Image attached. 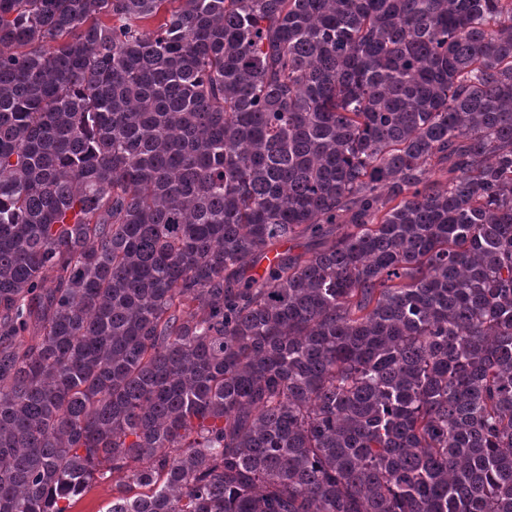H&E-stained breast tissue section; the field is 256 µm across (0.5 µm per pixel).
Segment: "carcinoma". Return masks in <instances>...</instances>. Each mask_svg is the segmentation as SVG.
I'll return each mask as SVG.
<instances>
[{
    "instance_id": "carcinoma-1",
    "label": "carcinoma",
    "mask_w": 512,
    "mask_h": 512,
    "mask_svg": "<svg viewBox=\"0 0 512 512\" xmlns=\"http://www.w3.org/2000/svg\"><path fill=\"white\" fill-rule=\"evenodd\" d=\"M111 475L512 512V0H0V512Z\"/></svg>"
}]
</instances>
